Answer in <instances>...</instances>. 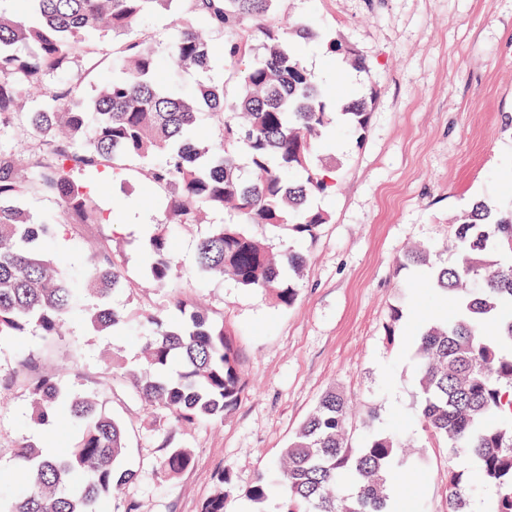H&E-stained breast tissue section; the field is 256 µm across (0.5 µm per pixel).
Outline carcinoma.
Segmentation results:
<instances>
[{
	"label": "carcinoma",
	"instance_id": "carcinoma-1",
	"mask_svg": "<svg viewBox=\"0 0 512 512\" xmlns=\"http://www.w3.org/2000/svg\"><path fill=\"white\" fill-rule=\"evenodd\" d=\"M180 1L195 19L174 30L165 56L146 36L116 49L112 78L85 99L69 75L81 58L97 65V33L126 34L156 9ZM0 7V131L11 129L15 144L0 141V343L36 333L52 342L82 311L84 294L99 303L85 310L101 333L120 331L129 316L109 305L124 287L122 266L108 243L90 254L87 274L67 276L42 253L60 231L107 224L82 179L101 169L115 175L136 161L147 183L165 193V224H195L200 210L227 213L211 225L197 247V273L229 277L288 307L298 296L305 258L276 253L266 239L245 231L285 227L312 238L329 223L314 199L335 180L315 157V145L332 133L336 113L328 91L299 59L294 42L318 40L331 55L354 68L364 62L354 51L307 24L287 32L272 22L279 0H9ZM222 36L214 50L205 32ZM237 67L240 91L228 98L224 81L203 83L195 93L172 89L178 70L211 71L216 56ZM42 86L43 98L22 108L29 91ZM210 114L216 137L196 138L201 111ZM347 129L363 135L368 103L344 107ZM27 197L50 198L59 212L42 224L27 210ZM457 260L433 268V289L452 296L456 314L413 330L421 397L419 416L433 436L453 451L475 456L479 468L470 484L491 490L485 512H512V202L481 204L453 225ZM146 280L156 291L175 287L180 270L164 231L150 235ZM430 266L424 246L408 248L399 267ZM137 324L152 337L144 372L133 375L135 392L157 407L174 426L224 417L244 386L233 344L196 300L173 293L169 312L143 304ZM32 416L57 426L79 427L81 436L65 453L49 455L22 443L15 458L27 485L18 493L0 487V512H102L103 504L134 478L121 469L123 427L102 411L94 395L68 391L46 375L30 389ZM349 406L332 389L294 434L269 470L259 473L246 496L267 501L284 492L281 512H386L389 487L405 479L401 437L371 433L355 448L346 431ZM193 462L190 450L163 445L157 473L171 479ZM350 481L352 497L338 492ZM230 477H221L202 512H226ZM460 474L448 472V512H467Z\"/></svg>",
	"mask_w": 512,
	"mask_h": 512
}]
</instances>
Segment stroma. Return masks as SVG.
<instances>
[{
    "instance_id": "1",
    "label": "stroma",
    "mask_w": 512,
    "mask_h": 512,
    "mask_svg": "<svg viewBox=\"0 0 512 512\" xmlns=\"http://www.w3.org/2000/svg\"><path fill=\"white\" fill-rule=\"evenodd\" d=\"M274 20L287 28L308 23L356 51L364 68H345L338 81L331 77L337 60L320 43L300 46L303 64L328 72L321 85L333 100L367 99L369 119L359 137L337 128L334 139L345 143L344 151L317 149L337 184L320 201L331 221L316 238L263 231L275 250L307 257L292 306H277L229 279L198 277L197 242L223 214L169 229L180 292L201 299L231 333L242 398L224 419L176 427L111 380L113 362L140 368L146 337L101 333L81 318L55 343L32 333L14 337L0 343V472L11 481L23 478L13 455L18 443L34 439L61 453L78 436L58 426L36 434L28 387L45 373L76 392L98 394L125 428L124 463L135 477L113 493L107 512H128L132 503L143 512H200L225 472L234 487L227 512H280L279 497L257 505L246 491L331 388L352 405L353 446L371 430L408 439L400 512H448L449 469L466 477L473 472L471 456L449 455L421 423L409 334L453 300L432 290L416 268L399 269L398 259L421 244L432 266L451 263L452 220L476 201L512 199V0H280ZM94 200L104 212L118 213L123 230L94 224L62 232L51 245L55 260L79 278L95 247L110 242L127 281L113 295L114 306L130 313L141 302L163 306L166 294L144 287L149 236L137 212L140 202H149V224L162 223V194L133 165L116 180L102 174ZM396 305L403 317L391 331ZM371 411L376 419L369 429L362 421ZM168 440L190 448L193 463L163 480L157 463Z\"/></svg>"
}]
</instances>
